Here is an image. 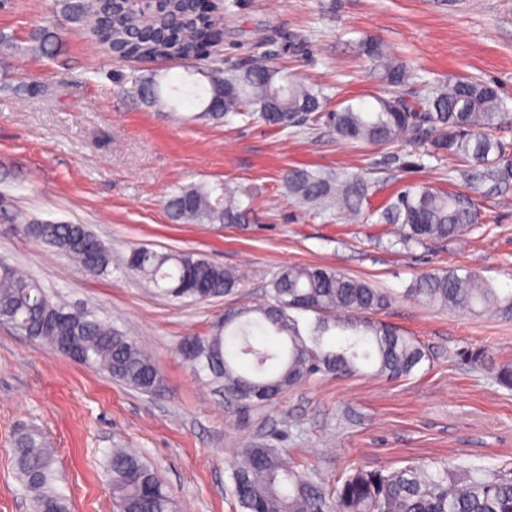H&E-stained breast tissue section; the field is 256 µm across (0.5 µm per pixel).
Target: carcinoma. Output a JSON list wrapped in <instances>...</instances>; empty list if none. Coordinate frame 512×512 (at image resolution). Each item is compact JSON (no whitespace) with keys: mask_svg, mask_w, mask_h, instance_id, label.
<instances>
[{"mask_svg":"<svg viewBox=\"0 0 512 512\" xmlns=\"http://www.w3.org/2000/svg\"><path fill=\"white\" fill-rule=\"evenodd\" d=\"M57 11L73 30H88L99 43L110 45L120 59H173L199 64L224 37L207 0H55ZM27 50L53 57L63 45V32L53 25L35 29ZM362 54L384 83L400 84L406 70L377 40H364ZM204 94L186 91L199 101L196 119L216 123L229 115L257 117L286 130L299 125L323 105L321 92L264 62L246 65L224 76L208 71ZM149 104L161 102L151 80L132 78ZM367 109L348 104L326 113V122L346 141L387 146L409 137L441 157L472 162L475 176L500 189L512 187V157L493 136L512 114L499 91L480 81L457 78L436 88L414 107L397 97L378 96ZM288 193L305 203H322L328 182L304 169L284 176ZM367 196L358 178L336 189V205L357 215ZM175 222L239 224L246 209L222 184L192 186L166 201ZM382 221L398 224L403 241H447L472 230L479 212L472 198L431 186L408 187L383 207ZM95 277L109 266V251L98 252L95 268L86 269L85 246L96 236L82 224L40 222L28 227ZM128 269L173 298L207 301L229 295L238 276L200 255L133 248ZM432 306L463 313L495 311L512 315V292L503 293L490 279L450 269L424 273L406 288ZM389 296L369 282L325 266L284 267L270 283L267 299L230 311L208 337L190 336L181 352L197 372L224 394L245 404L267 405L317 375L349 376L369 361L379 375L409 376L427 358L424 347L373 318L386 308ZM312 313L303 323L298 314ZM0 320L15 325L52 351L140 393L160 389L162 376L153 360L130 336L100 320L87 309L54 299L41 283L0 261ZM495 380L512 389V363L492 367ZM14 460L21 488L33 512H71L56 455L35 426L18 430ZM104 472L112 500L121 512H180V506L158 470L124 448L106 456ZM234 494L242 512H512V473H493L461 466L412 465L383 472L357 468L336 487L330 499L305 469L286 462L283 449L254 441L232 468Z\"/></svg>","mask_w":512,"mask_h":512,"instance_id":"carcinoma-1","label":"carcinoma"}]
</instances>
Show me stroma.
Wrapping results in <instances>:
<instances>
[{
	"instance_id": "stroma-1",
	"label": "stroma",
	"mask_w": 512,
	"mask_h": 512,
	"mask_svg": "<svg viewBox=\"0 0 512 512\" xmlns=\"http://www.w3.org/2000/svg\"><path fill=\"white\" fill-rule=\"evenodd\" d=\"M217 60L231 73L264 61L322 87L324 111L371 105L392 93L408 102L458 77L499 87L512 108V0H224ZM60 25L53 0H11L0 32L25 39ZM376 38L407 66L386 88L360 43ZM135 76L205 88L181 62L120 61L72 31L55 58L25 52L0 63V256L70 304L96 311L133 336L163 386L141 394L65 358L0 321V512H32L12 461L15 431L39 427L56 451L72 512H116L103 463L127 448L158 470L181 512H240L231 465L262 439L311 465L327 493L356 466L393 470L448 461L512 468V391L466 358L483 349L512 361V318L470 315L406 296L412 280L448 269L475 272L512 291V189L472 179L467 163L430 155L413 141L388 146L338 138L312 118L281 131L261 119L191 121L196 106L147 104ZM291 168L361 177L369 198L357 221L335 203L313 207L288 195ZM223 182L250 211L242 224L176 223L165 203L180 188ZM431 184L474 199L480 222L448 241L404 244L378 208L409 186ZM84 224L111 255L106 275L87 276L32 238L34 221ZM205 257L240 278L235 294L174 300L128 272L131 248ZM288 265H317L364 279L391 297L379 321L415 337L428 358L407 377L313 378L271 405L245 406L206 385L180 351L207 336L227 310L255 301Z\"/></svg>"
}]
</instances>
